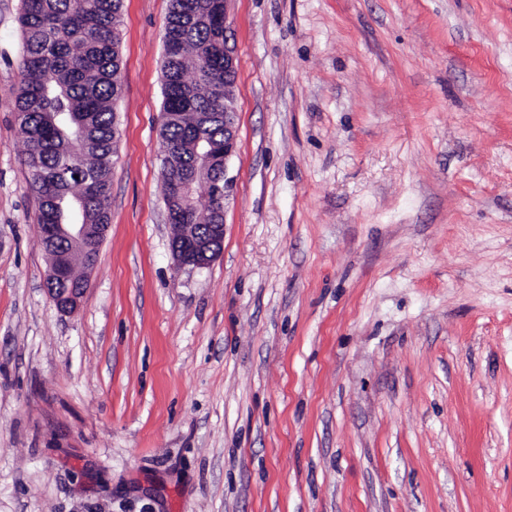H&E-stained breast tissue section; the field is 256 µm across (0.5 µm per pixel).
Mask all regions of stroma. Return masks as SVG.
<instances>
[{"mask_svg": "<svg viewBox=\"0 0 512 512\" xmlns=\"http://www.w3.org/2000/svg\"><path fill=\"white\" fill-rule=\"evenodd\" d=\"M0 0V512H512V0H231L219 256L179 268L169 0H123L111 223L45 291Z\"/></svg>", "mask_w": 512, "mask_h": 512, "instance_id": "stroma-1", "label": "stroma"}]
</instances>
